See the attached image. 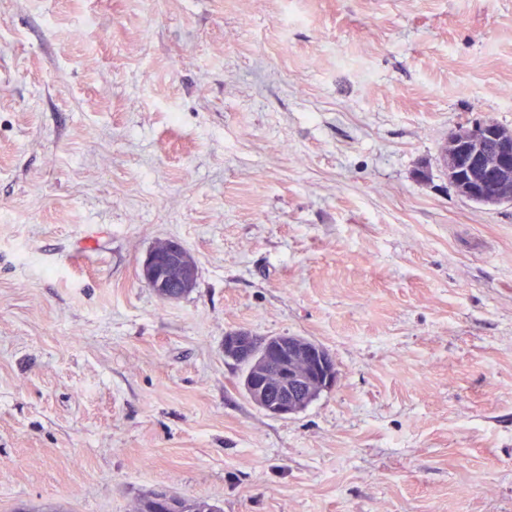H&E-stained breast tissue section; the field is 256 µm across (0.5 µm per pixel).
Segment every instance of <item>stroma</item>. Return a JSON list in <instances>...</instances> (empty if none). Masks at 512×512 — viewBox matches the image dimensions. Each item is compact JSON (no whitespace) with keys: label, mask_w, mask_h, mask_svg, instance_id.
<instances>
[{"label":"stroma","mask_w":512,"mask_h":512,"mask_svg":"<svg viewBox=\"0 0 512 512\" xmlns=\"http://www.w3.org/2000/svg\"><path fill=\"white\" fill-rule=\"evenodd\" d=\"M510 88L512 0H0V512H512V206L442 167ZM234 330L336 385L266 414ZM140 277L158 297L174 301L195 288L197 265L185 246L169 240L147 253L140 267ZM173 498L180 500V504L171 498L166 492L159 489L155 496V491L148 492L138 498L134 504V512H223V508L214 501L202 497H184L171 495ZM156 499H155V498ZM158 502H157V501Z\"/></svg>","instance_id":"obj_1"}]
</instances>
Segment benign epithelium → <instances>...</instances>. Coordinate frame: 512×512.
<instances>
[{
  "mask_svg": "<svg viewBox=\"0 0 512 512\" xmlns=\"http://www.w3.org/2000/svg\"><path fill=\"white\" fill-rule=\"evenodd\" d=\"M448 181L468 200L512 205V131L494 122L462 123L448 135L444 152ZM141 279L156 295L178 300L197 279L194 257L180 242L151 249L140 267ZM224 356L251 362L249 396L267 414H298L302 399L337 380L336 362L301 336H267L244 330L224 336Z\"/></svg>",
  "mask_w": 512,
  "mask_h": 512,
  "instance_id": "1",
  "label": "benign epithelium"
}]
</instances>
